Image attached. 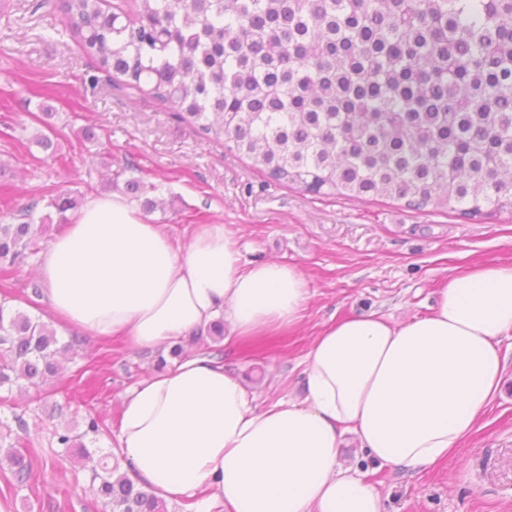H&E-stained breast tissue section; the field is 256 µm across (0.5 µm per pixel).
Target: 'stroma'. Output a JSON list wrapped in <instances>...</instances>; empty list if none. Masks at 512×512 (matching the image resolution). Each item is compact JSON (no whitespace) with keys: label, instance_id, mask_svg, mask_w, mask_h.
Wrapping results in <instances>:
<instances>
[{"label":"stroma","instance_id":"obj_1","mask_svg":"<svg viewBox=\"0 0 512 512\" xmlns=\"http://www.w3.org/2000/svg\"><path fill=\"white\" fill-rule=\"evenodd\" d=\"M93 139L78 136L80 128ZM53 132V157L34 143ZM148 188L151 215L178 241L195 225L221 224L244 262L280 260L304 273L309 301L292 329L261 340L217 346L225 371L254 390L259 404L302 397L305 357L330 319L376 312L396 321L431 312L438 292L462 270L512 264V214L470 220L390 198L316 195L254 169L223 142L200 135L151 95L100 73L80 46L60 0H0V192L14 205L59 190L81 200ZM37 256L0 270V302L53 323L48 302L31 294ZM157 353L123 339L88 338L63 357L54 383L0 386V453L20 450L39 465L22 486L0 464V512H104L87 466L62 458L57 429L79 433L88 416L106 430L95 441L113 450L126 394L153 371ZM22 414L26 429L13 423ZM341 460L360 464L385 512H512V364L501 393L452 457L411 472L365 459L355 443Z\"/></svg>","mask_w":512,"mask_h":512}]
</instances>
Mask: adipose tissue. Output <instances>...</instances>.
<instances>
[{
  "instance_id": "1",
  "label": "adipose tissue",
  "mask_w": 512,
  "mask_h": 512,
  "mask_svg": "<svg viewBox=\"0 0 512 512\" xmlns=\"http://www.w3.org/2000/svg\"><path fill=\"white\" fill-rule=\"evenodd\" d=\"M37 283L55 318L135 348H167L223 319L229 335L297 325L302 271L247 264L220 224L187 243L126 197L90 198L41 253ZM512 334V265L449 279L425 316L375 313L324 326L305 358L304 397L260 406L213 356L140 381L123 404L121 470L166 501L207 488L224 512H384L378 489L339 448L422 471L448 459L498 395Z\"/></svg>"
}]
</instances>
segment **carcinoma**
Here are the masks:
<instances>
[{
  "mask_svg": "<svg viewBox=\"0 0 512 512\" xmlns=\"http://www.w3.org/2000/svg\"><path fill=\"white\" fill-rule=\"evenodd\" d=\"M122 23L102 0H64L98 70L169 105L208 138L309 192L405 201L468 217L512 214V0H135ZM79 200L51 197L57 223ZM0 218V267L38 252L40 200ZM66 343L49 324L0 304V386L52 381ZM104 424L55 432L91 463L109 512H166L118 474L114 454L87 448ZM4 459L18 485L33 470Z\"/></svg>",
  "mask_w": 512,
  "mask_h": 512,
  "instance_id": "carcinoma-1",
  "label": "carcinoma"
}]
</instances>
